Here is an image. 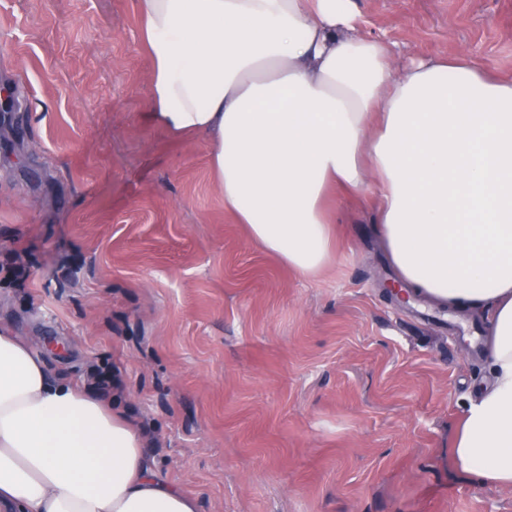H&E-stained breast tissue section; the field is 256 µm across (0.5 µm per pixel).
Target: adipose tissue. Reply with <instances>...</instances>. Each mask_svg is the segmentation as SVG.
Masks as SVG:
<instances>
[{
  "instance_id": "adipose-tissue-1",
  "label": "adipose tissue",
  "mask_w": 512,
  "mask_h": 512,
  "mask_svg": "<svg viewBox=\"0 0 512 512\" xmlns=\"http://www.w3.org/2000/svg\"><path fill=\"white\" fill-rule=\"evenodd\" d=\"M152 62L147 109L208 145L224 207L307 280L333 253L330 193L374 209L405 284L487 315L488 384L452 455L512 485V79L467 56L394 72L350 0H139ZM0 512H199L158 478L111 403L51 377L0 328Z\"/></svg>"
}]
</instances>
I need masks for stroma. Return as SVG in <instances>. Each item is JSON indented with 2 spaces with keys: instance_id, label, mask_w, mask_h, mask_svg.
I'll return each instance as SVG.
<instances>
[{
  "instance_id": "stroma-1",
  "label": "stroma",
  "mask_w": 512,
  "mask_h": 512,
  "mask_svg": "<svg viewBox=\"0 0 512 512\" xmlns=\"http://www.w3.org/2000/svg\"><path fill=\"white\" fill-rule=\"evenodd\" d=\"M395 68L465 53L512 76V0H352ZM137 0H0V326L109 398L158 476L200 512H512L451 447L485 380L486 319L390 300L374 215L333 209L336 258L307 281L224 208L200 137L145 117Z\"/></svg>"
}]
</instances>
